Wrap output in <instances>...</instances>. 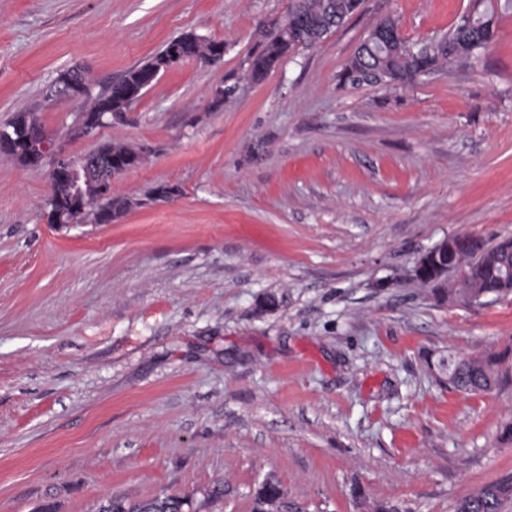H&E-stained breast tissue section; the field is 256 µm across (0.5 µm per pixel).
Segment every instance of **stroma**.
Segmentation results:
<instances>
[{"mask_svg":"<svg viewBox=\"0 0 512 512\" xmlns=\"http://www.w3.org/2000/svg\"><path fill=\"white\" fill-rule=\"evenodd\" d=\"M293 0H0V125L31 112L54 150L144 152L131 208L55 230L50 169L0 154V512H98L185 496L251 512L267 475L305 512H451L512 475V374L466 396L427 358L512 347V296L438 300L416 260L512 237V13L496 44L406 87L341 86L366 32L448 33L469 0H365L255 81L245 61ZM186 32L124 121L75 136L92 93ZM163 184L178 186L167 201ZM57 94L70 98H79L84 86V76L77 69L69 70L56 83Z\"/></svg>","mask_w":512,"mask_h":512,"instance_id":"1","label":"stroma"}]
</instances>
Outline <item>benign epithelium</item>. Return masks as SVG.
<instances>
[{
	"label": "benign epithelium",
	"instance_id": "obj_1",
	"mask_svg": "<svg viewBox=\"0 0 512 512\" xmlns=\"http://www.w3.org/2000/svg\"><path fill=\"white\" fill-rule=\"evenodd\" d=\"M84 86V76L77 69L69 70L56 81L58 94L70 98L80 96ZM112 113H99L83 116L75 134L88 137L99 125L105 123L104 116ZM0 151H16L23 156L30 167H40L46 163L51 153V140L41 128L37 118L27 112L18 117L11 129H0ZM122 174L113 167L112 154H85L78 159H70L56 153L51 165V183L59 185L66 197L64 209H51L46 213V221L55 228H69L77 224L79 216L89 208L104 203L112 197V181ZM461 240L453 235L443 239L435 247L422 254L415 262L410 278L419 283L427 281L440 288L448 283H464L465 273L460 260Z\"/></svg>",
	"mask_w": 512,
	"mask_h": 512
}]
</instances>
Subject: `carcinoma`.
<instances>
[{
	"instance_id": "1",
	"label": "carcinoma",
	"mask_w": 512,
	"mask_h": 512,
	"mask_svg": "<svg viewBox=\"0 0 512 512\" xmlns=\"http://www.w3.org/2000/svg\"><path fill=\"white\" fill-rule=\"evenodd\" d=\"M363 0H295L289 14L305 16L313 21L306 30L288 32L280 26L266 33L263 48L254 56L250 73L259 78L267 73L269 65L281 57L283 43L288 47L312 48L326 36L342 26L360 9ZM512 3L499 7L493 0H470V13L464 14L447 34L425 44L412 43L401 36L384 50L366 47L359 43L355 54L350 57L339 74V82L352 88L377 84L376 74L386 73L385 83L405 86L415 80V74L425 70L436 71L441 66L459 60L463 54L473 57L486 50L494 39L489 25L499 21L500 10H509ZM174 42L180 45L186 58L211 61V40L195 34H184ZM161 49L145 63L129 69L121 78L112 82V88L97 95L88 92L84 98L89 101L88 112L106 111L112 104V116L121 120L118 113L129 107L115 92L121 85L131 86L140 79L151 77V69L165 54ZM468 245L462 248L463 261L467 267L470 287L448 286V298L478 296L477 304L512 294L507 288H499V275L505 268L512 269V251H498V263L490 266L478 256L485 243L470 236L464 238ZM508 351L499 353L448 354L427 363L429 371L449 388L463 394L487 393L497 387L508 372ZM512 502V478L502 479L481 487L474 493L460 498L454 505V512H504L507 503ZM187 500L179 495L155 496L140 503L128 505L121 497H113L102 506L101 512H184ZM253 512H300L298 506L287 500L277 479L269 476L256 492Z\"/></svg>"
}]
</instances>
